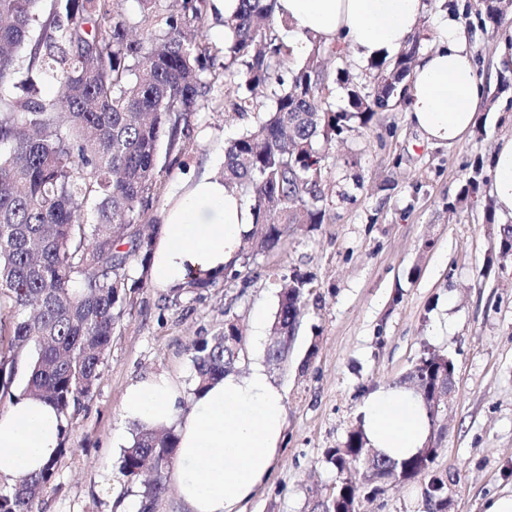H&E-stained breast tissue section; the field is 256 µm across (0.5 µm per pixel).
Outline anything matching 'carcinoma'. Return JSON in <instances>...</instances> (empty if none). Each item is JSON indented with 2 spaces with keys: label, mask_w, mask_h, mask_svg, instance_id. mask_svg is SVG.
Segmentation results:
<instances>
[{
  "label": "carcinoma",
  "mask_w": 512,
  "mask_h": 512,
  "mask_svg": "<svg viewBox=\"0 0 512 512\" xmlns=\"http://www.w3.org/2000/svg\"><path fill=\"white\" fill-rule=\"evenodd\" d=\"M42 0H0V391L13 385L20 357L28 375L23 394L52 403L68 419L95 393L112 336L134 306L150 274L154 233L149 214L159 200L161 169L186 166L194 119L213 103L214 58L191 32L210 0H138L129 16L119 0H56L48 16ZM277 0H239L222 18L232 35L224 48V79L237 91L228 101L247 120L224 149V184L251 209L237 263L225 281L251 273L263 257L288 248L298 227L330 220L329 147L380 112L407 101L405 80L425 35L416 32L391 59L368 61L373 80L362 83L344 67H328L343 48L309 37L299 62L275 32ZM503 0H479L476 17L486 32L505 20ZM38 69L55 84L48 99L18 94L21 78ZM273 88L270 105L258 90ZM345 93L336 106L333 93ZM484 159L476 157L448 211L479 206L495 223L494 201L482 191ZM495 248L512 252V224L499 227ZM214 284L189 279L168 296L181 298ZM313 279L299 272L277 293L269 363L288 355L282 336L297 322ZM243 331L224 320L190 344L195 371L192 398L236 370L242 352L224 344ZM448 368V354H424L397 384L431 383ZM177 448L172 430L133 424V440L119 465L122 482L137 488L140 512H156L167 491ZM439 449L420 448L391 459L367 448L363 428L327 450L337 472L329 496L310 512H352L396 477L422 482L426 512H448V477L434 470ZM58 458L36 474L0 489V512H37L56 474Z\"/></svg>",
  "instance_id": "obj_1"
}]
</instances>
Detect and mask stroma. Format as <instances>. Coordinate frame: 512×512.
Masks as SVG:
<instances>
[{
  "label": "stroma",
  "instance_id": "stroma-1",
  "mask_svg": "<svg viewBox=\"0 0 512 512\" xmlns=\"http://www.w3.org/2000/svg\"><path fill=\"white\" fill-rule=\"evenodd\" d=\"M478 78L497 95L481 108L482 133L453 145L428 141L405 106L357 128L330 151V180L350 194L333 206L331 223L300 231L278 276L314 279L290 342L288 360L268 365L275 278L216 283L200 296L166 306L164 293L145 285L124 315L86 408L72 416L54 482L39 512H137L138 496L119 482L116 433H130L121 413L124 391L148 374L166 373L191 388L189 346L225 316L244 333L239 375L263 367L285 396L286 440L265 485L244 512H309L312 500L336 480L328 449L341 447L361 421L372 391L393 385L430 348L446 350L456 365V390L435 468L450 479V512H485L489 497L512 489V255L496 254L499 225L482 210L449 212L477 155L493 156L512 137V43L473 29ZM233 83L217 81L212 109L197 116L192 149L196 170L219 175L228 138L243 127L225 114ZM360 512H424L421 485L394 486L362 500Z\"/></svg>",
  "mask_w": 512,
  "mask_h": 512
}]
</instances>
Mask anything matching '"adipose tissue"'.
<instances>
[{
	"mask_svg": "<svg viewBox=\"0 0 512 512\" xmlns=\"http://www.w3.org/2000/svg\"><path fill=\"white\" fill-rule=\"evenodd\" d=\"M297 52L307 37L342 36L361 59L394 55L419 27L421 0H278ZM439 45L408 78L410 119L427 140L454 144L475 125L483 92L473 76L471 33L456 20L436 24ZM492 197L512 215V139L495 153ZM249 207L223 182L203 173L181 183L161 213L153 241L150 278L167 291L188 278H220L252 227ZM174 380L156 374L130 383L124 419L148 427L171 426L177 436L172 478L186 512H242L268 479L285 427L282 391L263 368L210 385L191 406ZM369 447L393 459L421 448L428 435L423 405L412 391L387 387L370 393L362 408ZM67 424L46 401L17 396L0 413V481L38 472L57 452Z\"/></svg>",
	"mask_w": 512,
	"mask_h": 512,
	"instance_id": "1",
	"label": "adipose tissue"
}]
</instances>
